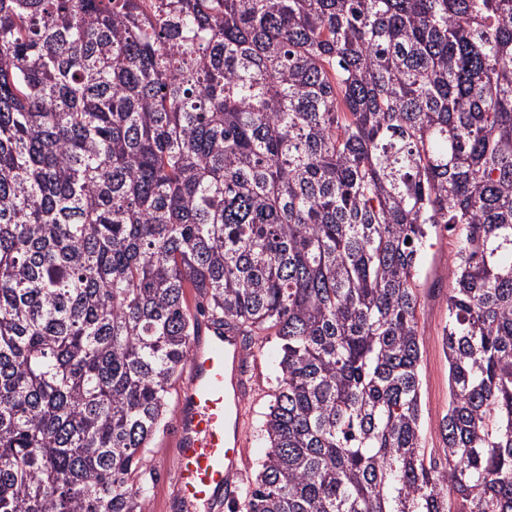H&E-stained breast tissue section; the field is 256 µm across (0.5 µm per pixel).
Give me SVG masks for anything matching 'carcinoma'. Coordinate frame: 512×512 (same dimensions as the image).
Returning a JSON list of instances; mask_svg holds the SVG:
<instances>
[{
    "label": "carcinoma",
    "instance_id": "cac0c4a2",
    "mask_svg": "<svg viewBox=\"0 0 512 512\" xmlns=\"http://www.w3.org/2000/svg\"><path fill=\"white\" fill-rule=\"evenodd\" d=\"M212 325L273 344L237 512H512V0H0V512H143ZM456 241L454 233L433 230L430 241L433 246L423 254L417 280L420 285L417 321L423 344L419 365L422 420L426 448L435 458L443 455L437 428L448 409V361L443 353V326L448 316L449 262Z\"/></svg>",
    "mask_w": 512,
    "mask_h": 512
}]
</instances>
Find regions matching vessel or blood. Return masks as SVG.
<instances>
[{
	"instance_id": "1",
	"label": "vessel or blood",
	"mask_w": 512,
	"mask_h": 512,
	"mask_svg": "<svg viewBox=\"0 0 512 512\" xmlns=\"http://www.w3.org/2000/svg\"><path fill=\"white\" fill-rule=\"evenodd\" d=\"M253 390L240 337L212 327L197 337L178 385L174 512L232 504L245 474L242 403Z\"/></svg>"
}]
</instances>
